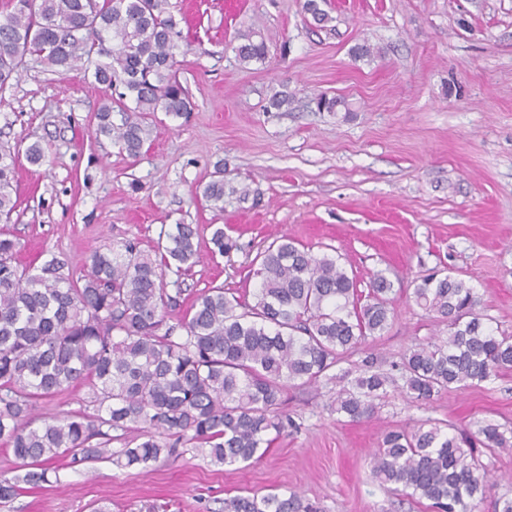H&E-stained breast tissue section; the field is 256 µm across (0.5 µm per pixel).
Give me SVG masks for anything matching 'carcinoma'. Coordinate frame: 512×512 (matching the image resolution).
<instances>
[{"label":"carcinoma","instance_id":"carcinoma-1","mask_svg":"<svg viewBox=\"0 0 512 512\" xmlns=\"http://www.w3.org/2000/svg\"><path fill=\"white\" fill-rule=\"evenodd\" d=\"M166 0H7L0 13V88L18 77L27 57L51 71H79L109 92L96 134L131 159L150 136L146 115L191 110L177 76L176 22ZM243 63L262 62L267 47L255 32L240 35ZM132 98L134 106L127 104ZM15 157L0 146V219L9 220ZM224 169L202 197L224 205ZM197 226L175 224L145 253L130 241L95 250L88 271L53 257L38 266L15 262L16 242L0 235V442L22 466L23 481H47V464L104 459L110 431H138V443L116 454L125 468H147L172 456L177 444L208 450L217 465L259 459L292 420L280 411L289 386L339 380L329 371L344 355L384 335L391 321L393 283L381 271L361 302L355 277L340 256L315 254L286 236L257 258L253 303L224 286L197 294L181 321L165 326L177 304L165 272L198 262ZM221 254L237 247L217 226ZM413 298L443 325L447 338L411 345L391 370L411 401H430L449 388H480L512 369V334L485 323L469 281L451 272L415 282ZM363 360L362 373L336 390L331 410L350 422L376 414L393 382ZM88 388L95 413L38 420L39 402L72 386ZM101 442L93 445L94 438ZM512 448V429L487 422L473 433L427 420L389 429L372 454L371 473L397 494L426 500L433 512H478L497 485L484 451ZM224 512H318L296 491L237 495Z\"/></svg>","mask_w":512,"mask_h":512}]
</instances>
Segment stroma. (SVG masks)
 Wrapping results in <instances>:
<instances>
[{
    "label": "stroma",
    "mask_w": 512,
    "mask_h": 512,
    "mask_svg": "<svg viewBox=\"0 0 512 512\" xmlns=\"http://www.w3.org/2000/svg\"><path fill=\"white\" fill-rule=\"evenodd\" d=\"M303 3L168 0L193 110L149 115V148L136 160L95 135L100 85L29 58L0 89V143H38L48 158L16 166L18 206L0 231L17 242L18 262L62 256L82 275L98 247L129 240L148 251L161 229L197 225L199 262L164 276L183 290L166 318L176 327L210 286L252 299L253 260L285 235L335 249L360 282L376 271L393 282L395 316L370 349L387 361L439 337L412 297L415 280L439 270L469 280L490 325L512 334V0H319L327 24ZM247 31L264 40L265 62L239 60ZM363 45L372 53L357 57ZM277 92L288 109L270 108ZM321 95L344 105L318 111ZM219 163L226 184L249 186L258 205L228 193L214 209L201 198ZM218 225L237 242L223 256L212 251ZM335 395L327 380L288 387L283 410L297 427L250 465H217L191 447L144 471L63 456L48 483L20 484L0 512H138L152 501L224 512L234 496L286 489L322 512H430L372 477L382 432L429 419L512 427V370L426 403L389 388L359 423L331 414Z\"/></svg>",
    "instance_id": "stroma-1"
}]
</instances>
